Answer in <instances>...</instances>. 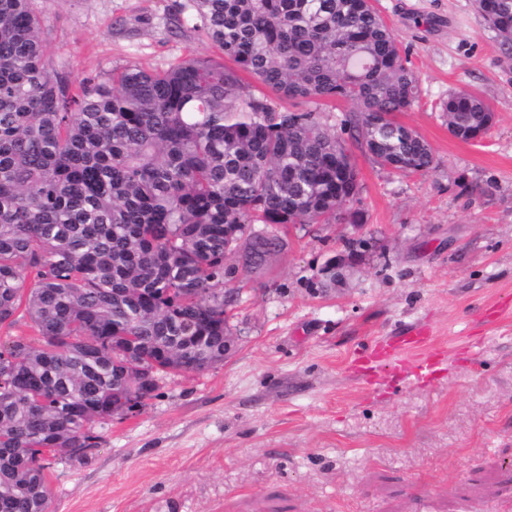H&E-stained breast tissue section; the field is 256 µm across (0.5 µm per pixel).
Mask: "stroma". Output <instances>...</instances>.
<instances>
[{"mask_svg":"<svg viewBox=\"0 0 512 512\" xmlns=\"http://www.w3.org/2000/svg\"><path fill=\"white\" fill-rule=\"evenodd\" d=\"M184 0H39L44 49L82 78L218 56L179 23ZM407 50L419 100L398 113L431 146L424 176L351 144L362 220L292 226L241 284L224 363L166 375L133 413L98 425L87 460H52L51 512H512V63L476 0H375ZM466 89L495 120L453 138L438 104ZM367 241L318 288L346 240ZM429 333L423 384L375 342ZM355 255H351L349 251L338 253L336 256L327 259L325 265L321 268V274L327 273L336 267V271H332L327 275V280L322 278L321 288H328L329 285H335L337 279H341L345 272L350 269L355 262Z\"/></svg>","mask_w":512,"mask_h":512,"instance_id":"obj_1","label":"stroma"}]
</instances>
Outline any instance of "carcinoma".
Listing matches in <instances>:
<instances>
[{"mask_svg":"<svg viewBox=\"0 0 512 512\" xmlns=\"http://www.w3.org/2000/svg\"><path fill=\"white\" fill-rule=\"evenodd\" d=\"M512 60V0H477ZM219 57L73 79L45 56L35 0H0V512H49L45 448L83 460L97 423L163 376L224 362V281L283 247L257 223L328 224L360 194L345 136L379 165L426 174L430 145L396 114L418 78L371 0H187ZM345 99L340 129L272 105ZM470 140L493 110L439 103ZM245 240L242 257L225 240ZM39 340L12 333L18 312ZM152 385L142 391L139 374Z\"/></svg>","mask_w":512,"mask_h":512,"instance_id":"obj_1","label":"carcinoma"}]
</instances>
